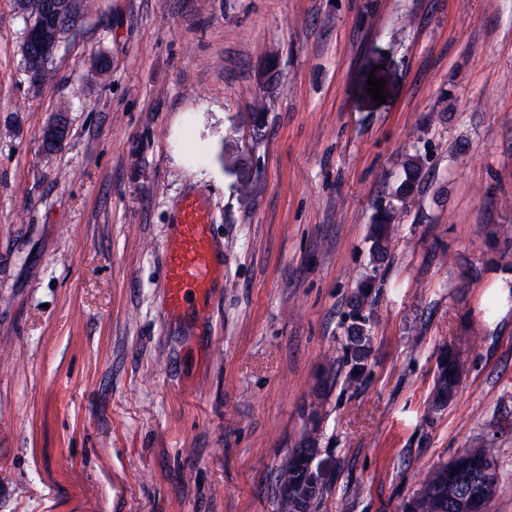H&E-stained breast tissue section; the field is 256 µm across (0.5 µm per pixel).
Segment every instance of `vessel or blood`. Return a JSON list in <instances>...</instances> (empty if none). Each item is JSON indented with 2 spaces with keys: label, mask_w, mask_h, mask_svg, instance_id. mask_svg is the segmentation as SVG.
Returning <instances> with one entry per match:
<instances>
[{
  "label": "vessel or blood",
  "mask_w": 512,
  "mask_h": 512,
  "mask_svg": "<svg viewBox=\"0 0 512 512\" xmlns=\"http://www.w3.org/2000/svg\"><path fill=\"white\" fill-rule=\"evenodd\" d=\"M177 218L165 250L163 303L177 315L190 305L205 306L223 283L224 263L215 249L209 203L198 194L177 203Z\"/></svg>",
  "instance_id": "obj_1"
}]
</instances>
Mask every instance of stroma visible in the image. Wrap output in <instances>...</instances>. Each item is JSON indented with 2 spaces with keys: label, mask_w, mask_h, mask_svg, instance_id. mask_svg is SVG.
<instances>
[{
  "label": "stroma",
  "mask_w": 512,
  "mask_h": 512,
  "mask_svg": "<svg viewBox=\"0 0 512 512\" xmlns=\"http://www.w3.org/2000/svg\"><path fill=\"white\" fill-rule=\"evenodd\" d=\"M25 21L0 0V512H284L313 425L310 512H403L476 440L488 512H512V306L484 300L512 271V0H91L36 91ZM192 192L224 282L170 316L162 249ZM69 134V125L64 113H58L57 116L47 123L41 134L43 146L47 150L55 149L63 143ZM404 179L397 188V196L402 199L414 192L420 172V162L417 155L409 156L403 165ZM393 215L384 216L379 223L375 224L371 237V250L374 260H384L393 246L392 221ZM443 359H445L448 364L437 382H435L433 400L435 398L439 401L449 399L455 390L461 374L466 370L467 361L460 353L451 355L450 351H448V355H444L442 360ZM450 372H453V375H450ZM317 430L316 426H312L305 431L301 448H295L292 454L280 468L278 481L288 487L298 485L309 480L312 477V471L309 466L311 458L312 445L314 437L312 436ZM281 488L285 505L289 512H309V504L313 496L320 489V484L315 477V481L311 486H296L293 488Z\"/></svg>",
  "instance_id": "1"
}]
</instances>
